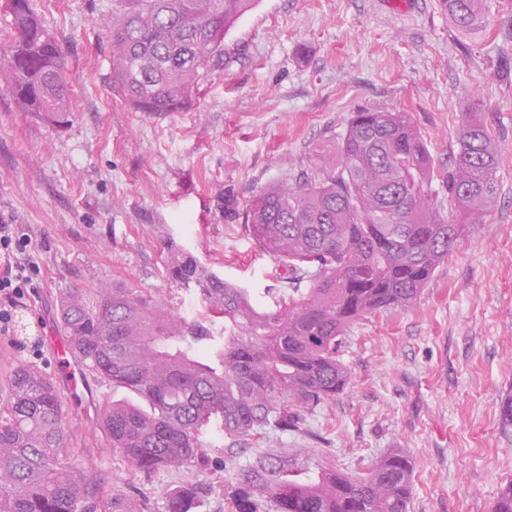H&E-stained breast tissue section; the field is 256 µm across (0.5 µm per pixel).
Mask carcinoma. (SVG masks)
I'll use <instances>...</instances> for the list:
<instances>
[{"label": "carcinoma", "instance_id": "1", "mask_svg": "<svg viewBox=\"0 0 512 512\" xmlns=\"http://www.w3.org/2000/svg\"><path fill=\"white\" fill-rule=\"evenodd\" d=\"M256 0H112V88L141 112H180L199 83L224 68V37ZM456 29L483 31V0H440ZM12 39L0 45L9 96L24 112L62 126L76 110L65 54L30 0L9 11ZM458 151L437 170L405 112L353 113L331 156L265 187L239 210L224 195V220L239 219L259 249L288 270V295L262 307L249 291L173 252L170 279L193 290L206 319L172 315L134 288H78L60 299L72 353L142 404L105 405L112 450L142 472L194 466L201 435L220 424L232 446L298 424L295 408L336 399L350 374L339 359L359 320L412 306L497 199L498 149L468 119ZM438 183L448 209L438 205ZM309 287H302V283ZM59 391L41 371L19 366L0 400V512H141L71 459ZM413 467L401 451L362 476L333 466L305 471L270 450L224 486L227 512H410ZM194 485L170 492L167 512H199ZM492 512H512V482Z\"/></svg>", "mask_w": 512, "mask_h": 512}]
</instances>
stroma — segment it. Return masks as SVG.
Segmentation results:
<instances>
[{
  "label": "stroma",
  "mask_w": 512,
  "mask_h": 512,
  "mask_svg": "<svg viewBox=\"0 0 512 512\" xmlns=\"http://www.w3.org/2000/svg\"><path fill=\"white\" fill-rule=\"evenodd\" d=\"M66 57L76 98L62 127L0 98V218L39 245L36 288L0 335V396L18 366L54 376L47 332L61 333L60 296L134 288L176 316H201L168 276L172 251L192 254L259 305L287 281L242 222L224 219L261 188L309 165L352 112L408 113L435 164L458 148L466 118L484 122L499 151L498 198L458 242L409 308L360 320L340 358L343 394L301 412L298 429L251 439L235 465L218 426L195 467L145 474L113 451L101 424L128 391L95 380L68 411L72 457L140 502L167 512V495L203 483L202 512H224V484L270 448L318 469L361 474L390 450L414 467L411 512H491L512 480V0H485L486 33L465 37L439 0H256L224 39V68L181 112H141L112 89L104 22L112 0H32Z\"/></svg>",
  "instance_id": "1"
}]
</instances>
